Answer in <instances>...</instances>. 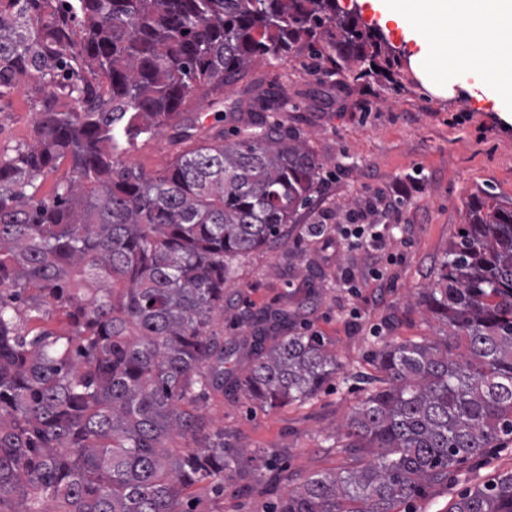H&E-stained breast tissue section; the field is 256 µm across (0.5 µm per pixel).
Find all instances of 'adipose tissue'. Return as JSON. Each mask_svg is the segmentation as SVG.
<instances>
[{
  "mask_svg": "<svg viewBox=\"0 0 512 512\" xmlns=\"http://www.w3.org/2000/svg\"><path fill=\"white\" fill-rule=\"evenodd\" d=\"M451 9L439 0H386L382 18L407 26L428 27L464 21L448 46H423L417 65L432 82L450 83L460 73L473 76L492 89L502 68L512 69V0H451Z\"/></svg>",
  "mask_w": 512,
  "mask_h": 512,
  "instance_id": "adipose-tissue-1",
  "label": "adipose tissue"
}]
</instances>
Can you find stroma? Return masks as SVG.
Masks as SVG:
<instances>
[{
	"label": "stroma",
	"mask_w": 512,
	"mask_h": 512,
	"mask_svg": "<svg viewBox=\"0 0 512 512\" xmlns=\"http://www.w3.org/2000/svg\"><path fill=\"white\" fill-rule=\"evenodd\" d=\"M359 23L379 28L390 76L353 78L332 61L315 62L309 52L254 64L246 78L224 89V111L217 122L206 101L197 108L206 125L232 130L250 119L246 107L257 88L283 91L286 108L275 120L299 130L320 162V179L300 222L288 226L287 244L263 249L238 264L226 285L233 307L217 322L224 343L247 353L252 327L248 314L285 308L297 323L322 336L344 368L316 396L275 409L261 407L242 394H208L196 402L209 428L223 430L245 454H259L249 489L224 481L223 492L201 493L207 512H272L289 490L309 475L343 468L346 454L329 448L328 437L364 399V375L373 374L369 354L375 344L392 341H452L450 328L419 303L418 293L433 280L460 224L465 203L488 190L512 199V114L495 92L462 79L435 92L419 78L413 56L418 35L382 22L380 0H339ZM34 111L25 90L0 104V146L32 141ZM181 148L169 134L140 141L129 164L146 174L170 166ZM401 194L394 216L377 214L387 242L378 251L344 245L342 222L350 209L380 195ZM335 213L328 237L304 236L301 227ZM387 288L376 295L373 270ZM352 274L357 289L347 288ZM512 471V441L487 457L459 466L447 484L400 504L396 512H448L464 489Z\"/></svg>",
	"instance_id": "35a3bbf8"
}]
</instances>
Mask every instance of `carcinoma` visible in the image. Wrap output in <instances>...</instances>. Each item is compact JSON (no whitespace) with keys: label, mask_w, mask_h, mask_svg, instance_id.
Here are the masks:
<instances>
[{"label":"carcinoma","mask_w":512,"mask_h":512,"mask_svg":"<svg viewBox=\"0 0 512 512\" xmlns=\"http://www.w3.org/2000/svg\"><path fill=\"white\" fill-rule=\"evenodd\" d=\"M319 39L361 77L382 70L380 32L338 0H0V102L25 87L35 114L32 142L0 147V506L198 512L187 490L222 492L255 458L187 407L215 391L275 408L336 379L324 339L284 312L261 316L236 374L215 331L224 285L284 241L320 166L294 129L261 115L229 141L193 107L200 91L221 103L258 59H323ZM165 132L194 148L157 175L125 162ZM466 208L422 296L464 350L376 346L378 375L332 444L353 464L309 476L276 512H393L512 438V202L486 191ZM175 435L204 444L170 448ZM452 512H512V472Z\"/></svg>","instance_id":"cac0c4a2"}]
</instances>
